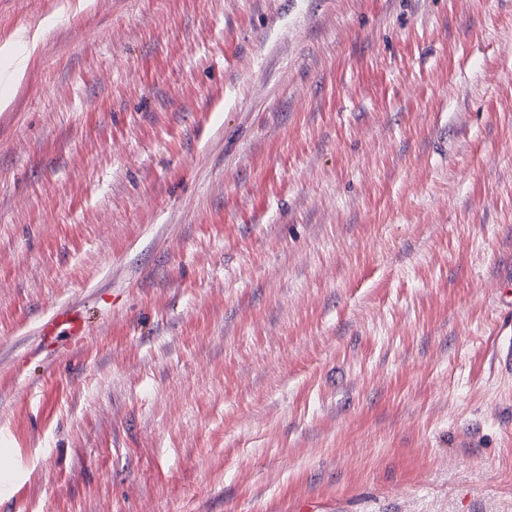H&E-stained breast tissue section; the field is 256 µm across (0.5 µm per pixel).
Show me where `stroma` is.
Returning a JSON list of instances; mask_svg holds the SVG:
<instances>
[{
	"label": "stroma",
	"instance_id": "stroma-1",
	"mask_svg": "<svg viewBox=\"0 0 512 512\" xmlns=\"http://www.w3.org/2000/svg\"><path fill=\"white\" fill-rule=\"evenodd\" d=\"M9 39L0 512H512V0H0ZM63 326V329L57 333V330ZM65 334L75 342H84L91 336L89 323L75 312H63L50 318L45 323V337L50 340L53 336Z\"/></svg>",
	"mask_w": 512,
	"mask_h": 512
}]
</instances>
